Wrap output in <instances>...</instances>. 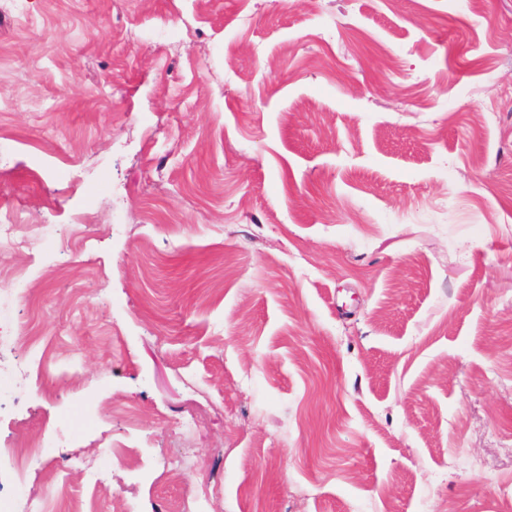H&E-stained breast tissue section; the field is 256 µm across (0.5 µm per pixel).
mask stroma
<instances>
[{
    "label": "stroma",
    "instance_id": "obj_1",
    "mask_svg": "<svg viewBox=\"0 0 512 512\" xmlns=\"http://www.w3.org/2000/svg\"><path fill=\"white\" fill-rule=\"evenodd\" d=\"M511 184L512 0H0V448L50 512L115 449L131 512H501ZM36 448H40V443L21 444L14 448H0V474L1 462L3 459L8 460L10 469L13 470L18 478L21 475L23 466L28 462V458L35 452Z\"/></svg>",
    "mask_w": 512,
    "mask_h": 512
}]
</instances>
